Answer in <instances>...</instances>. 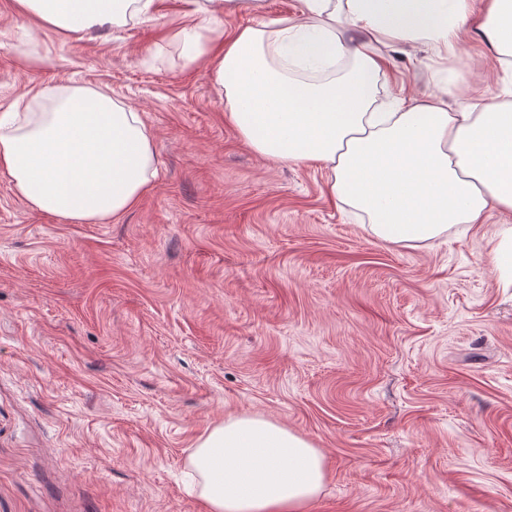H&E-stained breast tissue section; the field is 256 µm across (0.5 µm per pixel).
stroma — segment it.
Listing matches in <instances>:
<instances>
[{
	"label": "stroma",
	"instance_id": "1",
	"mask_svg": "<svg viewBox=\"0 0 512 512\" xmlns=\"http://www.w3.org/2000/svg\"><path fill=\"white\" fill-rule=\"evenodd\" d=\"M239 0L225 29L299 16ZM185 0L85 32L0 0V113L44 85L140 113L159 164L103 224L32 211L0 172V512H203L183 474L225 417L323 454L310 512H512V267L501 217L410 248L334 200L328 171L256 154L213 72L185 67ZM33 43L19 44L21 29ZM379 103L512 88L486 45L393 55Z\"/></svg>",
	"mask_w": 512,
	"mask_h": 512
}]
</instances>
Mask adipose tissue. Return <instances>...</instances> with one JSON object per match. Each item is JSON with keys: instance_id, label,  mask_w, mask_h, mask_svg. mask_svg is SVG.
<instances>
[{"instance_id": "1", "label": "adipose tissue", "mask_w": 512, "mask_h": 512, "mask_svg": "<svg viewBox=\"0 0 512 512\" xmlns=\"http://www.w3.org/2000/svg\"><path fill=\"white\" fill-rule=\"evenodd\" d=\"M18 11L66 32L153 20L154 0H15ZM296 26L314 34L306 54L350 65L324 84L269 62L290 39L287 20L225 33L218 0H189L191 24L175 33L187 65L214 66L226 119L255 153L318 164L330 190L368 218L377 240L418 247L489 212L512 262V100L494 95L454 110L448 89L376 103L388 77L386 49L421 43L455 57L474 32L512 68V0H301ZM43 112L0 114V170L31 210L102 223L132 209L150 188L156 157L138 113L87 87L44 86ZM205 512H309L326 476L317 448L261 416L225 419L188 457Z\"/></svg>"}]
</instances>
